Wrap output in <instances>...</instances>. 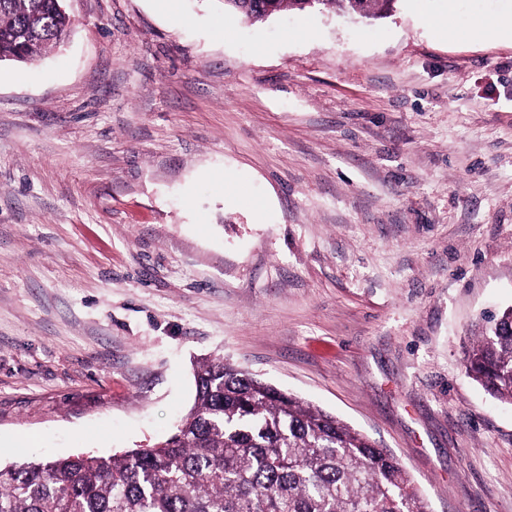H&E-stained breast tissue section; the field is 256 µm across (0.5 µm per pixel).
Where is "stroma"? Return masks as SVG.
<instances>
[{"label":"stroma","instance_id":"1","mask_svg":"<svg viewBox=\"0 0 512 512\" xmlns=\"http://www.w3.org/2000/svg\"><path fill=\"white\" fill-rule=\"evenodd\" d=\"M65 8L0 63V462L153 446L221 356L430 512H512V406L462 360L512 306V0ZM449 8L453 40L423 23ZM271 5L273 11L265 12V6ZM263 5V6H262ZM309 9L306 0H224V11L243 17L252 22L263 21L268 17L290 11ZM391 1V0H390ZM385 0H326L323 9H336L343 12L357 14L366 19L385 17L393 11L394 5Z\"/></svg>","mask_w":512,"mask_h":512}]
</instances>
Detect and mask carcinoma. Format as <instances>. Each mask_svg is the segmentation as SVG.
<instances>
[{
	"mask_svg": "<svg viewBox=\"0 0 512 512\" xmlns=\"http://www.w3.org/2000/svg\"><path fill=\"white\" fill-rule=\"evenodd\" d=\"M306 0H224L252 22ZM366 19L387 0H325ZM61 0H0V62L34 63L70 36ZM469 377L512 405V307L465 349ZM192 407L144 450L0 464V512H429L408 471L336 416L224 358L195 369Z\"/></svg>",
	"mask_w": 512,
	"mask_h": 512,
	"instance_id": "1",
	"label": "carcinoma"
}]
</instances>
